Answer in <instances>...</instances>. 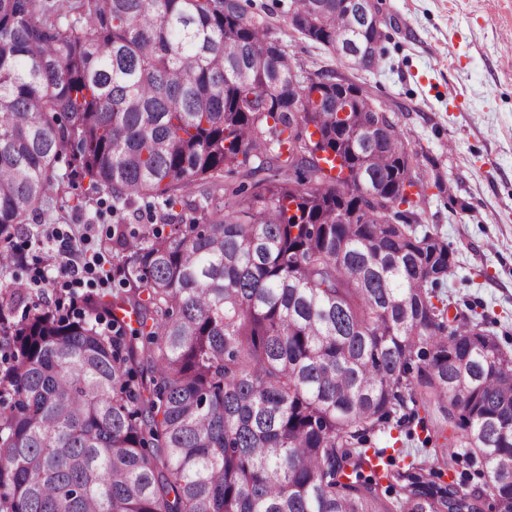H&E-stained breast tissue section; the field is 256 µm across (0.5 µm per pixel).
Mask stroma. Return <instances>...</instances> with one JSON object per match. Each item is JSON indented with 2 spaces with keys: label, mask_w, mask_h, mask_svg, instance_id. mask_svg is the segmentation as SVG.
I'll use <instances>...</instances> for the list:
<instances>
[{
  "label": "stroma",
  "mask_w": 512,
  "mask_h": 512,
  "mask_svg": "<svg viewBox=\"0 0 512 512\" xmlns=\"http://www.w3.org/2000/svg\"><path fill=\"white\" fill-rule=\"evenodd\" d=\"M290 4L250 0L247 15L272 24L303 69H335L392 106L424 189L415 217L454 252L442 291L448 310L512 353V0H380L384 56L368 71L293 30ZM87 186L71 177L34 223L94 224L106 241L111 197L95 195L81 212L66 207Z\"/></svg>",
  "instance_id": "35a3bbf8"
}]
</instances>
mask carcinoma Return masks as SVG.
Returning <instances> with one entry per match:
<instances>
[{"mask_svg":"<svg viewBox=\"0 0 512 512\" xmlns=\"http://www.w3.org/2000/svg\"><path fill=\"white\" fill-rule=\"evenodd\" d=\"M353 20L292 0L332 55ZM294 71L241 0H0V512H512V354L448 323L406 134L351 81L377 128L344 132L334 70L291 111ZM70 170L117 219L76 313L12 245ZM414 425L436 465L371 448ZM457 448L493 486L442 481Z\"/></svg>","mask_w":512,"mask_h":512,"instance_id":"obj_1","label":"carcinoma"}]
</instances>
